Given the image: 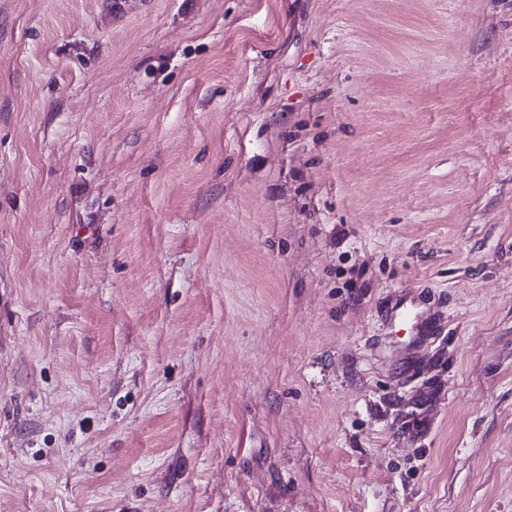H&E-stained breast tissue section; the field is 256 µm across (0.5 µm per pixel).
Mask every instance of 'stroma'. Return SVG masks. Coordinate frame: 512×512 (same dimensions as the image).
<instances>
[{
  "label": "stroma",
  "mask_w": 512,
  "mask_h": 512,
  "mask_svg": "<svg viewBox=\"0 0 512 512\" xmlns=\"http://www.w3.org/2000/svg\"><path fill=\"white\" fill-rule=\"evenodd\" d=\"M0 512H512V0H0Z\"/></svg>",
  "instance_id": "35a3bbf8"
}]
</instances>
